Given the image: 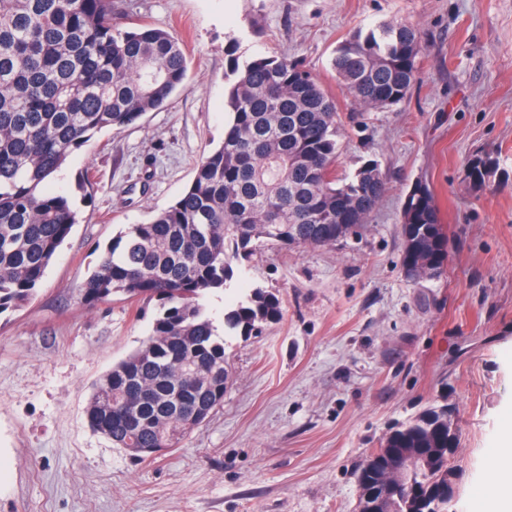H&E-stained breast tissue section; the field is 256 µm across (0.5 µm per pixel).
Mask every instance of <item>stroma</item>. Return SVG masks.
I'll return each mask as SVG.
<instances>
[{"mask_svg":"<svg viewBox=\"0 0 512 512\" xmlns=\"http://www.w3.org/2000/svg\"><path fill=\"white\" fill-rule=\"evenodd\" d=\"M175 33L186 91L131 127L97 132L47 182L80 222L22 309L0 315V512H357L355 473L391 429L456 409L453 512L492 475L512 417V0H114ZM416 27L425 51L399 105L362 112L332 66L357 30ZM302 60L336 99L337 174L377 161L387 191L358 233L259 250L236 287L283 315L230 337L224 404L179 447L134 459L85 417L91 387L149 335L153 306L78 290L127 225L191 183L224 138L226 51ZM495 166L484 185L474 155ZM429 183L448 236L444 273L402 271L400 214Z\"/></svg>","mask_w":512,"mask_h":512,"instance_id":"obj_1","label":"stroma"}]
</instances>
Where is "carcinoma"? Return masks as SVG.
Wrapping results in <instances>:
<instances>
[{"label": "carcinoma", "instance_id": "carcinoma-1", "mask_svg": "<svg viewBox=\"0 0 512 512\" xmlns=\"http://www.w3.org/2000/svg\"><path fill=\"white\" fill-rule=\"evenodd\" d=\"M424 46L417 29L384 22L337 47L332 61L364 108L403 101ZM224 140L187 190L147 222L120 231L79 288L94 306L120 294L156 303L150 334L96 381L90 428L114 447L176 448L224 404V337L250 336L282 315L277 294L241 292L217 326L206 296L230 287L262 248L329 246L368 223L385 192L379 165L338 177L336 102L300 60L227 50ZM177 36L112 0H0V315L36 296L78 223L43 185L104 129L120 131L187 88ZM402 266L441 269L448 238L429 184L402 208ZM383 448L418 456L395 512H448V404L392 428ZM387 459L366 455L357 484L378 490Z\"/></svg>", "mask_w": 512, "mask_h": 512}]
</instances>
